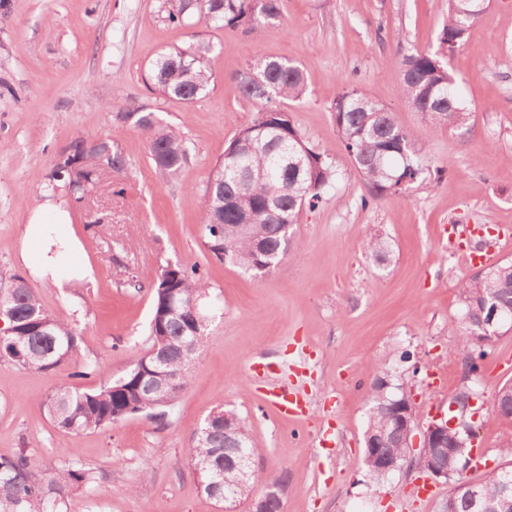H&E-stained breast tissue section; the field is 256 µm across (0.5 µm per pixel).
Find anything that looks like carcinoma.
<instances>
[{
    "label": "carcinoma",
    "mask_w": 512,
    "mask_h": 512,
    "mask_svg": "<svg viewBox=\"0 0 512 512\" xmlns=\"http://www.w3.org/2000/svg\"><path fill=\"white\" fill-rule=\"evenodd\" d=\"M284 0H175L167 19L185 27L199 22L213 29L248 32L258 26L281 24ZM480 0H448V16L435 50H414L399 61L397 78L402 97L434 126L448 129L467 124L471 111L458 93L459 77L448 67L446 57L463 43L468 29L479 20ZM213 46L199 40L163 52L150 68V80L159 94L192 103L210 91ZM233 80L242 96L257 106L254 120L241 129L224 151L209 175L201 201L203 232L209 250L220 260L254 273H268L290 253L289 229L297 223L302 209L316 207L331 186L334 170L328 158L306 144L305 138L284 109L287 102H299L307 93V79L293 61L249 53L246 66ZM341 143L352 159L370 196H360V207L388 193L397 192L401 179L413 184L425 174L426 164L415 132L403 128L395 112L374 101L354 85L344 90L330 106ZM116 120L129 123L149 134L148 153L156 170L164 176L179 174L189 161V148L176 129L160 123L147 105L116 113ZM75 159L83 180L70 178L67 168ZM108 164L116 171L129 169L130 163L109 139L101 141L100 151L84 148L76 139L49 177V186L58 183L79 202L96 183L99 167ZM371 257L382 263L389 253L387 240L379 234L365 238ZM462 315L470 323L462 327L457 351L469 370L487 354V347L472 339L475 324L484 317L483 306L494 297L503 307L506 323H512V262L484 267L458 284ZM209 286L196 266L162 267L153 288V307L149 325L150 346L160 337L172 368L180 366L186 340L195 337L200 349L209 322ZM197 305L196 313L186 318L172 315L175 304ZM0 310L11 316V331L0 335V360L40 371L65 365L77 348V332L49 311L34 290L22 279L0 277ZM153 367L145 354L134 357L131 368L121 377L98 386L61 384L40 397L38 402L56 427L81 433L109 427L121 420L144 415H166L181 388L159 390L140 383V376ZM392 398L386 381L377 377L371 385L367 412L365 447L371 440L384 441L393 456L404 453L400 442L392 439L393 421L386 410ZM231 432L224 434L219 421H206L192 434L187 457L194 470H212L216 484L202 485L213 499L238 492L237 472L224 468V455L240 447L258 457L245 421L233 410H223ZM210 430L208 439L198 436ZM512 465L488 473L479 480L484 498L501 510L512 512V490L504 485V473ZM96 482L76 452L65 455L56 471L47 476L22 450L11 458H0V512H70L69 490L89 487Z\"/></svg>",
    "instance_id": "1"
}]
</instances>
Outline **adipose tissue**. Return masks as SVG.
<instances>
[{"mask_svg": "<svg viewBox=\"0 0 512 512\" xmlns=\"http://www.w3.org/2000/svg\"><path fill=\"white\" fill-rule=\"evenodd\" d=\"M26 232L38 245V255L32 265L35 275L52 280L58 285L73 280H93L94 270L91 266L84 265L71 269L64 266L66 254L77 253V241L54 239L44 224L35 218L27 225Z\"/></svg>", "mask_w": 512, "mask_h": 512, "instance_id": "ef3b65f1", "label": "adipose tissue"}]
</instances>
